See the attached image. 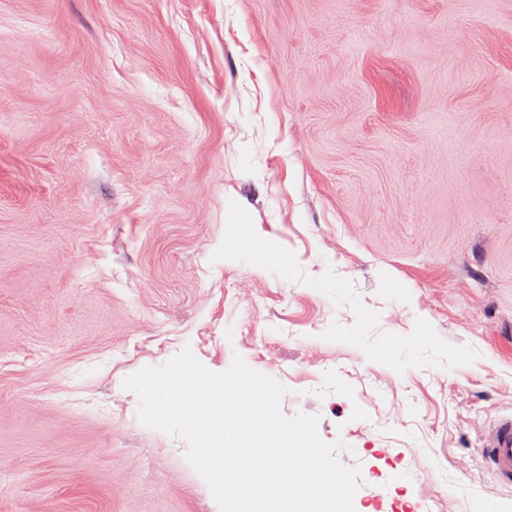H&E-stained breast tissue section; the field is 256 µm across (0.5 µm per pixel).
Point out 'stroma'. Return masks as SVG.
<instances>
[{"instance_id": "35a3bbf8", "label": "stroma", "mask_w": 512, "mask_h": 512, "mask_svg": "<svg viewBox=\"0 0 512 512\" xmlns=\"http://www.w3.org/2000/svg\"><path fill=\"white\" fill-rule=\"evenodd\" d=\"M186 347L356 512H512V0H0V512H219L123 387ZM487 469L503 485H512V415L495 420L481 448Z\"/></svg>"}]
</instances>
